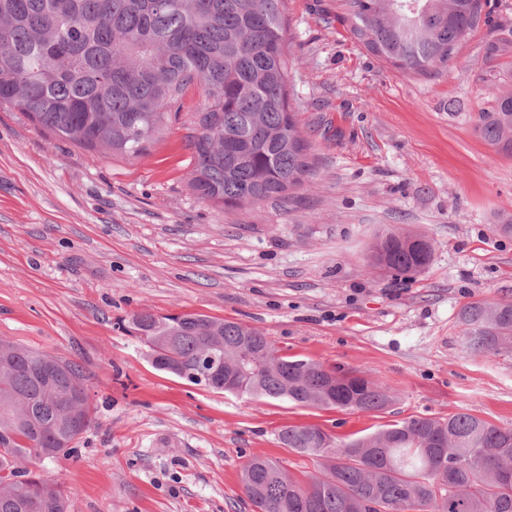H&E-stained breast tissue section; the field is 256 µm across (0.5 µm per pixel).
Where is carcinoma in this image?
<instances>
[{
    "mask_svg": "<svg viewBox=\"0 0 512 512\" xmlns=\"http://www.w3.org/2000/svg\"><path fill=\"white\" fill-rule=\"evenodd\" d=\"M286 0H0V108L104 155L138 157L160 140L192 89L204 104L190 136L188 186L233 208L283 197L313 173L297 128L283 46ZM336 21L393 69L427 76L455 60L485 28L478 79L492 86L512 55V29L493 22L491 0H332ZM475 131L512 155V90L500 91ZM421 233L385 228L371 266L394 277L423 272ZM466 348L512 349V299L472 300L457 314ZM135 331L154 367L194 385L322 409L379 411L395 395L375 381L329 375L280 356L261 331L205 314L140 312ZM93 424L78 365L0 337V512H68L69 493L23 463L67 457ZM311 456L299 479L254 456L241 485L255 512H512V427L469 413L409 417L340 443L312 426L278 434Z\"/></svg>",
    "mask_w": 512,
    "mask_h": 512,
    "instance_id": "carcinoma-1",
    "label": "carcinoma"
}]
</instances>
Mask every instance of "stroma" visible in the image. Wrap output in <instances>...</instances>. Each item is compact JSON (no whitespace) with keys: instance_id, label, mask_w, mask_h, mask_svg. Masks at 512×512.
<instances>
[{"instance_id":"1","label":"stroma","mask_w":512,"mask_h":512,"mask_svg":"<svg viewBox=\"0 0 512 512\" xmlns=\"http://www.w3.org/2000/svg\"><path fill=\"white\" fill-rule=\"evenodd\" d=\"M330 0H287L285 59L316 167L286 198L235 208L188 187L187 97L136 158L102 156L0 109V337L76 362L95 423L68 457L27 468L64 484L70 512H253L248 460L315 473L285 426L334 440L412 417L468 412L512 426V350L474 355L457 312L512 297V156L475 131L497 88L477 79L487 30L448 68L402 74L336 22ZM423 233L430 266L401 282L370 266L385 226ZM202 313L262 331L280 355L367 376L387 409L303 407L193 385L156 370L121 320Z\"/></svg>"}]
</instances>
